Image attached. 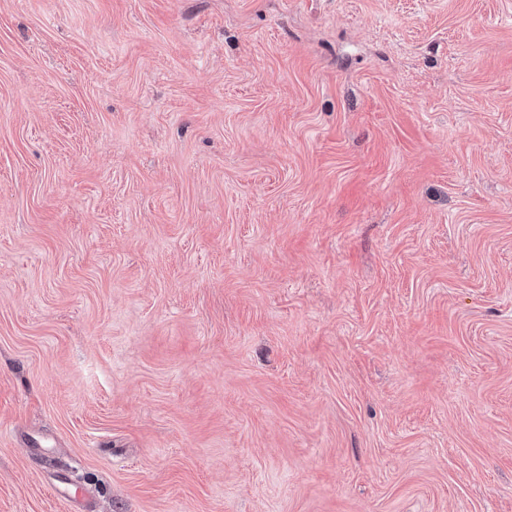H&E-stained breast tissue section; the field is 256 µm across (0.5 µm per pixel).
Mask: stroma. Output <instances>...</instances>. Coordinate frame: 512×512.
I'll list each match as a JSON object with an SVG mask.
<instances>
[{
  "label": "stroma",
  "mask_w": 512,
  "mask_h": 512,
  "mask_svg": "<svg viewBox=\"0 0 512 512\" xmlns=\"http://www.w3.org/2000/svg\"><path fill=\"white\" fill-rule=\"evenodd\" d=\"M0 512H512V0H0Z\"/></svg>",
  "instance_id": "stroma-1"
}]
</instances>
